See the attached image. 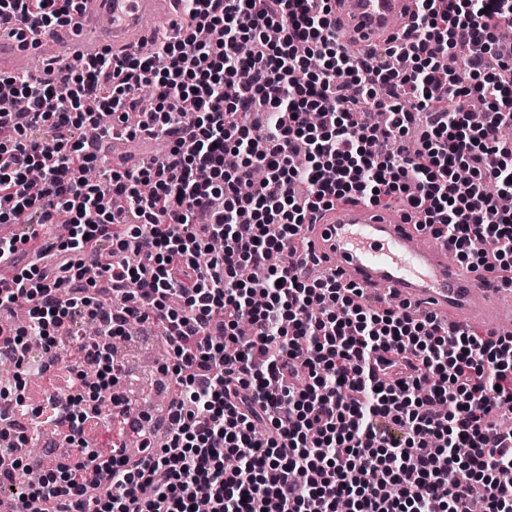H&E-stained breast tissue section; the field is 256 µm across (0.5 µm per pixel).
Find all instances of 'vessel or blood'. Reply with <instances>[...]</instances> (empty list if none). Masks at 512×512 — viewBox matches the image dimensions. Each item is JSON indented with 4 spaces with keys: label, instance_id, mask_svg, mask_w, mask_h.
<instances>
[{
    "label": "vessel or blood",
    "instance_id": "obj_1",
    "mask_svg": "<svg viewBox=\"0 0 512 512\" xmlns=\"http://www.w3.org/2000/svg\"><path fill=\"white\" fill-rule=\"evenodd\" d=\"M412 9L411 0H336V33L363 49L398 42L403 32L396 20ZM176 10L177 0H82L71 26L32 33L15 24L14 34L0 32V76H31L35 57L53 64L67 53L146 55L156 19ZM414 222L410 211L357 201L322 212L301 236L324 273L354 288L357 301L384 299L447 325L472 318L492 336L512 329V304L503 301L494 275L469 271L445 237L419 231Z\"/></svg>",
    "mask_w": 512,
    "mask_h": 512
}]
</instances>
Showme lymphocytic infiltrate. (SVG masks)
<instances>
[{
    "instance_id": "lymphocytic-infiltrate-1",
    "label": "lymphocytic infiltrate",
    "mask_w": 512,
    "mask_h": 512,
    "mask_svg": "<svg viewBox=\"0 0 512 512\" xmlns=\"http://www.w3.org/2000/svg\"><path fill=\"white\" fill-rule=\"evenodd\" d=\"M79 0H0V28L23 18L68 26ZM394 62L349 52L328 0H183L150 56L65 62L0 79V223L53 224L66 237L0 282V357L35 346L56 359L84 322L109 339L165 322L159 368L177 386L166 414L140 428L141 449L88 451L82 393L29 414L73 447L38 482L23 458L0 496L38 512H512V336L486 338L390 305L364 306L335 278H310L302 225L352 198L403 196L420 227L447 238L474 270L493 238L512 288V0H414ZM482 74L462 82L460 67ZM483 100L482 124L469 118ZM430 115L415 153L399 142ZM167 151L124 170L84 171L116 126ZM470 175L459 191L456 174ZM219 239L222 251L198 258ZM249 322V335L238 326ZM307 383L298 387L296 376ZM113 363L96 402L124 427L130 401Z\"/></svg>"
}]
</instances>
